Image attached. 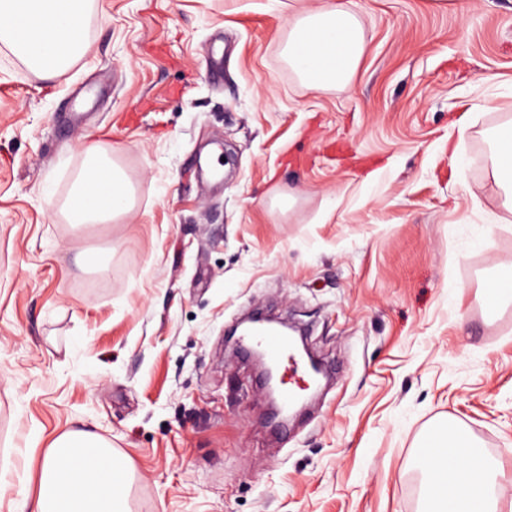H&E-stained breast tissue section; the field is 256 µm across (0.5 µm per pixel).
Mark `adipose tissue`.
Here are the masks:
<instances>
[{
  "mask_svg": "<svg viewBox=\"0 0 512 512\" xmlns=\"http://www.w3.org/2000/svg\"><path fill=\"white\" fill-rule=\"evenodd\" d=\"M90 0H0V42L32 61L43 77H53L81 46ZM285 46L289 64L315 90L351 82L367 51L358 17L330 0L306 5L288 21ZM134 206L133 190L120 167L105 154L88 149L86 163L66 204L70 224H108ZM462 432L444 426L435 431L430 454L419 464L429 479L423 494L432 512H497L499 469L477 450L454 455ZM447 470L448 488L434 482ZM130 466L99 436L71 431L57 436L45 452L34 496L16 504L18 512H124L123 495Z\"/></svg>",
  "mask_w": 512,
  "mask_h": 512,
  "instance_id": "1",
  "label": "adipose tissue"
}]
</instances>
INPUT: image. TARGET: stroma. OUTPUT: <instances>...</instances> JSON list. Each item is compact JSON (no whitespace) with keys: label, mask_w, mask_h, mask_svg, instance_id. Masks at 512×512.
Wrapping results in <instances>:
<instances>
[{"label":"stroma","mask_w":512,"mask_h":512,"mask_svg":"<svg viewBox=\"0 0 512 512\" xmlns=\"http://www.w3.org/2000/svg\"><path fill=\"white\" fill-rule=\"evenodd\" d=\"M344 2L367 52L324 90L284 54L294 0H94L49 80L0 43V512L69 431L129 460L128 512H424L418 445L445 422L512 512V302L484 296L512 276L488 166L512 0ZM92 145L135 206L75 228ZM258 311L336 368L286 425L226 345Z\"/></svg>","instance_id":"1"}]
</instances>
